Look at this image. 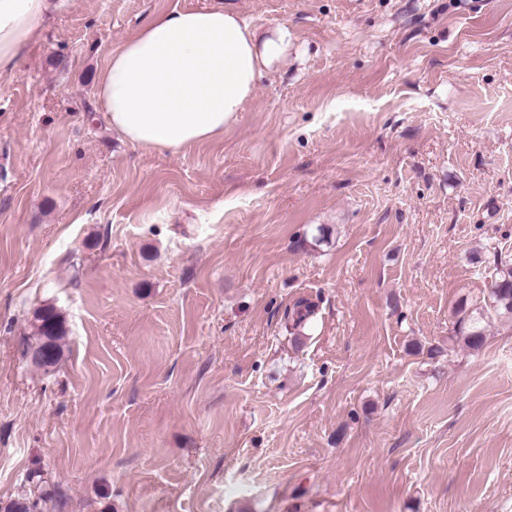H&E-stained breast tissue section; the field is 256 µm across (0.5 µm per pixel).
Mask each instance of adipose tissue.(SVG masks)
<instances>
[{
  "mask_svg": "<svg viewBox=\"0 0 512 512\" xmlns=\"http://www.w3.org/2000/svg\"><path fill=\"white\" fill-rule=\"evenodd\" d=\"M68 0H0V75L40 41ZM287 25L259 32L219 6L154 15L115 48L96 96L113 131L133 146L178 153L223 137L265 69L285 58Z\"/></svg>",
  "mask_w": 512,
  "mask_h": 512,
  "instance_id": "adipose-tissue-1",
  "label": "adipose tissue"
}]
</instances>
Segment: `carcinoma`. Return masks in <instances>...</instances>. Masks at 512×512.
<instances>
[{
	"label": "carcinoma",
	"instance_id": "carcinoma-1",
	"mask_svg": "<svg viewBox=\"0 0 512 512\" xmlns=\"http://www.w3.org/2000/svg\"><path fill=\"white\" fill-rule=\"evenodd\" d=\"M493 311L497 315L512 319V264H505L498 268L491 288L490 302L482 307L470 308L465 304L459 306L456 321V334L463 340L465 346L471 350L480 349L485 341V312ZM34 335H45L53 340L54 356L52 366L56 367L63 356L61 341L65 336L64 322L56 308L47 305L35 312ZM48 496L43 494L40 500L19 498L10 501L7 512H42L39 501H47Z\"/></svg>",
	"mask_w": 512,
	"mask_h": 512
}]
</instances>
